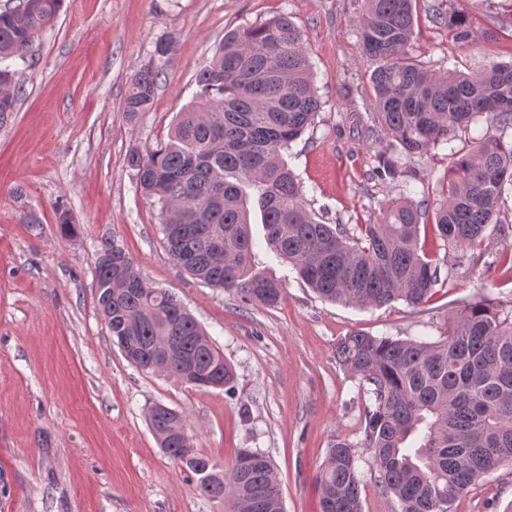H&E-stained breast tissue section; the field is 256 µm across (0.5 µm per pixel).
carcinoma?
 Instances as JSON below:
<instances>
[{"instance_id":"1","label":"carcinoma","mask_w":512,"mask_h":512,"mask_svg":"<svg viewBox=\"0 0 512 512\" xmlns=\"http://www.w3.org/2000/svg\"><path fill=\"white\" fill-rule=\"evenodd\" d=\"M414 3L363 0L357 37L375 64L374 121L404 154L449 145L482 117L489 123L471 152H450L454 178L440 198L391 202L376 221L351 228L315 219L281 155L314 123L322 103L301 31L281 14L224 34L196 74V103L180 113L168 139L129 156L141 192L158 206L176 265L245 303L277 305L282 281L255 269L253 204L267 248L322 298L419 306L441 283V261L420 244L426 213L434 214L446 252L482 244L499 223L504 195L512 193V64H494L477 76L421 67L408 52ZM60 6L61 0H20L0 11V62L31 54ZM433 13L456 39H471L466 22L441 3ZM174 52L171 40L155 43L152 62L131 79L129 116L152 109ZM23 93L14 73L0 68V123ZM95 277L99 313L131 364L197 388L233 381L224 354L196 319L171 293L149 284L121 248L99 251ZM336 360L368 396L364 444L379 487L402 512H449L476 481L512 461V310L485 299L467 304L434 343L354 332L337 343ZM147 421L170 458L195 475L198 466L210 465L197 479L198 494L224 501L225 512H283L268 455L241 448L223 465L195 451L179 411L156 403ZM315 481L319 512H363L350 445L328 449Z\"/></svg>"}]
</instances>
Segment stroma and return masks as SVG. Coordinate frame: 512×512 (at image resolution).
<instances>
[{"label": "stroma", "mask_w": 512, "mask_h": 512, "mask_svg": "<svg viewBox=\"0 0 512 512\" xmlns=\"http://www.w3.org/2000/svg\"><path fill=\"white\" fill-rule=\"evenodd\" d=\"M432 3L415 7L409 53L419 64L475 75L512 61V0H451L474 34L466 42L433 21ZM360 10L361 0H63L31 56L10 60L25 93L0 125V512H224L158 447L146 423L157 402L181 411L196 451L218 462L241 448L268 454L284 512H315V474L338 441L355 452L363 512H400L377 485L361 433L365 397L337 363L336 345L354 331L435 342L468 302L512 303V264L488 262L512 247V194L499 229L477 249L446 255L427 229V253L446 259L445 282L421 306L322 300L261 247L257 267L286 281L283 301L262 307L174 264L128 164L132 151L166 138L226 32L285 14L302 33L322 108L283 158L316 217L365 224L388 202L437 197L449 151L467 153L487 124L421 156L388 148L373 121L374 64L358 46ZM168 37L176 52L154 106L129 117L130 80ZM381 150L397 172L369 178ZM64 211L76 226L68 236ZM106 243L195 316L232 367L231 387L199 390L144 372L113 345L95 280ZM451 512H512V465L481 478Z\"/></svg>", "instance_id": "obj_1"}]
</instances>
